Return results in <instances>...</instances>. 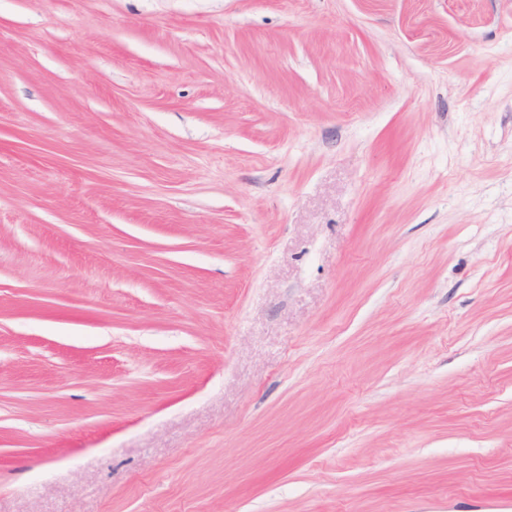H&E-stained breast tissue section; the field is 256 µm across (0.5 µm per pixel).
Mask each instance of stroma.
Here are the masks:
<instances>
[{"label":"stroma","instance_id":"35a3bbf8","mask_svg":"<svg viewBox=\"0 0 512 512\" xmlns=\"http://www.w3.org/2000/svg\"><path fill=\"white\" fill-rule=\"evenodd\" d=\"M0 512H512V0H0Z\"/></svg>","mask_w":512,"mask_h":512}]
</instances>
